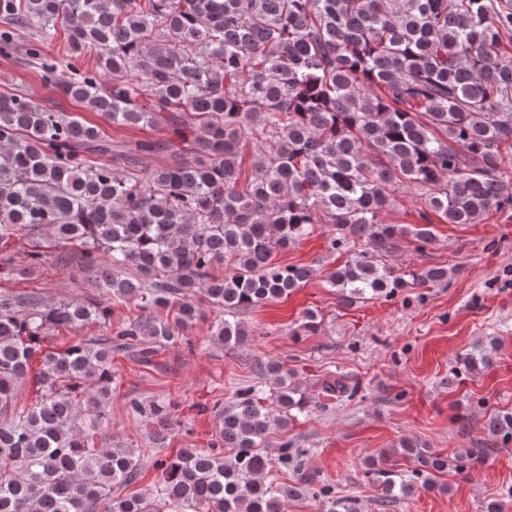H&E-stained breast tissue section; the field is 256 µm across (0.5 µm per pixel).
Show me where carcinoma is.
<instances>
[{"instance_id": "obj_1", "label": "carcinoma", "mask_w": 512, "mask_h": 512, "mask_svg": "<svg viewBox=\"0 0 512 512\" xmlns=\"http://www.w3.org/2000/svg\"><path fill=\"white\" fill-rule=\"evenodd\" d=\"M58 94L122 129L160 139L116 142L104 129L23 93L0 95V281L31 276L57 246L81 253L96 294L51 303L37 291L0 293V512H285L303 495L336 512L335 489L303 470L305 450L282 432L310 398L284 363L264 369L276 408L254 385L212 411L206 448H161L175 404L131 402L153 426L155 448L112 446V353L131 349L158 366L164 348L201 317V293L219 313L213 341L249 340L243 311L288 297L312 279L279 252L329 227L325 248L346 261L325 276L339 303L393 298L448 282L443 266L390 264L402 236L423 252L432 215L475 224L512 210V5L506 0H0V54L12 28ZM65 50L52 60L42 46ZM95 65L77 62L87 54ZM161 154L141 169L137 159ZM122 160L126 169H114ZM417 192L422 223L386 224L394 194ZM366 243L355 251L357 241ZM29 246L15 261V242ZM224 266L220 277L213 274ZM140 315L112 329V305ZM177 305L168 320L162 308ZM111 329L64 349L63 328ZM495 339L460 358L488 366ZM35 394L27 406L18 391ZM343 373L320 394L350 400ZM484 428L512 440V411ZM397 463L369 471L380 509L426 485L448 458L404 440ZM160 471L144 493V458ZM292 471L296 482L270 477Z\"/></svg>"}]
</instances>
